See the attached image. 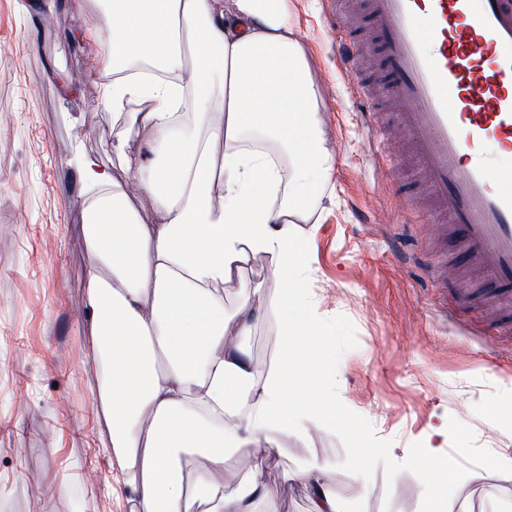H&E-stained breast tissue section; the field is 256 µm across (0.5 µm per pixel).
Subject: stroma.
Instances as JSON below:
<instances>
[{"label": "stroma", "instance_id": "35a3bbf8", "mask_svg": "<svg viewBox=\"0 0 512 512\" xmlns=\"http://www.w3.org/2000/svg\"><path fill=\"white\" fill-rule=\"evenodd\" d=\"M319 118L335 159L308 241L303 286L322 329L336 336V419L289 432L260 471L279 512H308L298 475L323 466L343 512H421L425 473L409 451L432 428L448 453L465 448L448 512H512V332L481 306L492 286L471 271L450 235L434 238L408 206L422 184L409 166L378 158L353 81L340 70L328 0H288ZM53 18L39 25L41 12ZM109 29L95 5L0 0V512H130L112 492L100 446L106 431L90 389L80 178L89 155L122 177L117 116L103 101L98 42ZM447 260L472 290L462 302L434 265ZM240 281L260 286L261 315L242 340L251 362L277 355L279 291L263 257ZM491 453L497 476L480 468Z\"/></svg>", "mask_w": 512, "mask_h": 512}]
</instances>
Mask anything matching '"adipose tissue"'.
Listing matches in <instances>:
<instances>
[{"mask_svg": "<svg viewBox=\"0 0 512 512\" xmlns=\"http://www.w3.org/2000/svg\"><path fill=\"white\" fill-rule=\"evenodd\" d=\"M109 41L99 53L106 100L120 116L114 148L125 180L91 159L73 165L83 184V233L97 261L86 271L91 354L104 376L92 388L102 438L129 490L132 512H279L258 475L223 481L235 449L336 414L330 375L308 380L302 359L331 356L301 285L307 223L333 168L287 0H101ZM220 86L212 101V86ZM194 105L184 121L185 105ZM209 135L197 136L199 125ZM150 155L130 147L137 129ZM223 153H216V142ZM159 219L134 220L129 194ZM265 256L279 290L281 349L258 375L240 347L257 319L250 287L235 311L224 285L250 256ZM448 432L434 428L418 462L424 496L447 512L458 474ZM201 449L204 473L184 467Z\"/></svg>", "mask_w": 512, "mask_h": 512, "instance_id": "1", "label": "adipose tissue"}]
</instances>
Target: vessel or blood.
<instances>
[{
  "label": "vessel or blood",
  "mask_w": 512,
  "mask_h": 512,
  "mask_svg": "<svg viewBox=\"0 0 512 512\" xmlns=\"http://www.w3.org/2000/svg\"><path fill=\"white\" fill-rule=\"evenodd\" d=\"M382 87L366 77L357 43L339 40L345 75L379 127L391 106L425 185L432 232L451 224L467 260L499 287L487 307H512V188L484 153L512 146V0H364Z\"/></svg>",
  "instance_id": "obj_1"
}]
</instances>
